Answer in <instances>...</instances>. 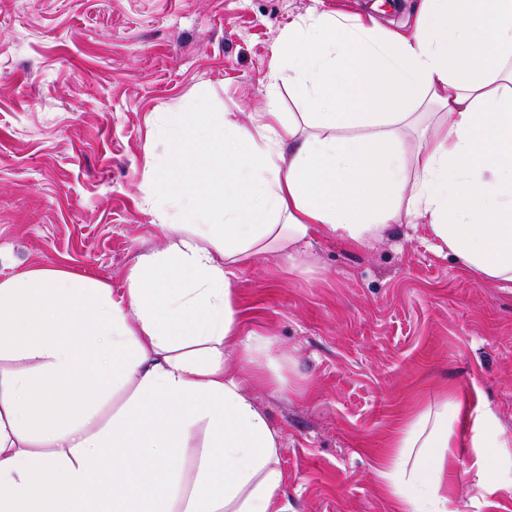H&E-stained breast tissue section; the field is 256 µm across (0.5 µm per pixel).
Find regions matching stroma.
<instances>
[{
  "mask_svg": "<svg viewBox=\"0 0 512 512\" xmlns=\"http://www.w3.org/2000/svg\"><path fill=\"white\" fill-rule=\"evenodd\" d=\"M418 0H0V277L44 266L120 288L169 229L145 204L156 112L206 104L244 127L265 111L279 38L317 10L412 27ZM245 331L271 340L269 376L240 377L280 430L288 512H397L376 469L407 414L461 398L453 420L461 512H512L477 495V413L512 433V284L473 276L425 224L350 246L324 232L262 252L232 280Z\"/></svg>",
  "mask_w": 512,
  "mask_h": 512,
  "instance_id": "1",
  "label": "stroma"
}]
</instances>
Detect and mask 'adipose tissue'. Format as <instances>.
Masks as SVG:
<instances>
[{
  "instance_id": "ef3b65f1",
  "label": "adipose tissue",
  "mask_w": 512,
  "mask_h": 512,
  "mask_svg": "<svg viewBox=\"0 0 512 512\" xmlns=\"http://www.w3.org/2000/svg\"><path fill=\"white\" fill-rule=\"evenodd\" d=\"M283 70L309 111L276 104L252 128L198 106L148 154V201L170 227L124 286L46 267L0 278V512H288L281 435L246 396L239 355L267 383L266 337L243 335L231 288L240 264L324 231L362 245L400 215L478 276L512 282V0H422L414 29L378 33L357 16L309 14L281 35ZM436 106L420 123L418 107ZM419 148L408 152L405 132ZM133 393L110 422L116 389ZM456 396L405 419L378 471L398 512H459ZM203 436L192 486L178 453ZM473 465L512 435L474 420Z\"/></svg>"
}]
</instances>
